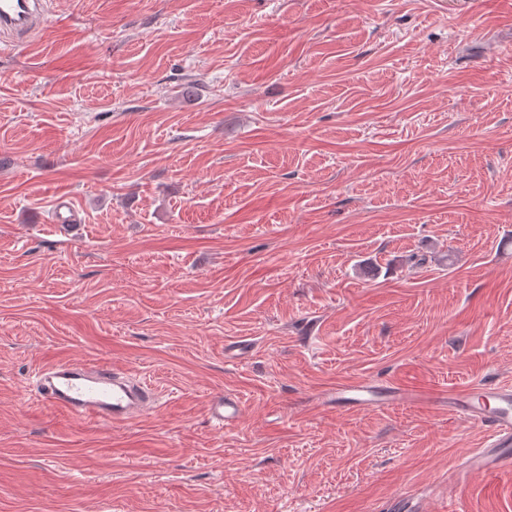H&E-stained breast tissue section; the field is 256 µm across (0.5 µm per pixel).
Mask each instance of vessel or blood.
<instances>
[{
	"label": "vessel or blood",
	"mask_w": 512,
	"mask_h": 512,
	"mask_svg": "<svg viewBox=\"0 0 512 512\" xmlns=\"http://www.w3.org/2000/svg\"><path fill=\"white\" fill-rule=\"evenodd\" d=\"M50 0H0V35L16 43L32 39L47 21ZM37 389L43 401L62 413L115 425L129 423L152 407L150 385L105 364L58 362L41 371ZM396 383H359L336 390L340 408L392 405L412 400ZM448 410L459 418L489 429L483 447L469 456V468L494 473L512 465V386L481 385L448 394ZM242 405L221 395L211 401V419L220 428L238 424Z\"/></svg>",
	"instance_id": "1"
}]
</instances>
